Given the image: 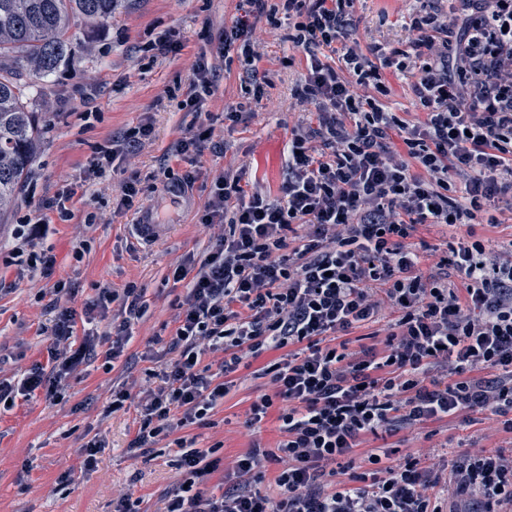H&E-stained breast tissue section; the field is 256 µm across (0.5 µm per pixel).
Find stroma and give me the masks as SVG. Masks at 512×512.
I'll return each mask as SVG.
<instances>
[{"mask_svg": "<svg viewBox=\"0 0 512 512\" xmlns=\"http://www.w3.org/2000/svg\"><path fill=\"white\" fill-rule=\"evenodd\" d=\"M238 0H119L112 17L93 28L79 29L78 47L50 81L35 87L29 106L37 112L45 133L23 190L8 211L9 224L45 221L50 233L44 242L56 256L51 279L20 277L8 271L11 290L0 294V377L17 379L33 364L46 362L49 341L44 331L52 315L48 306L55 281H65L75 293L71 308L83 311L102 285L121 289L133 282L145 288L147 314L129 329L130 339L113 363L97 357L71 378L62 399H46L44 391L17 399L0 413V512H115L117 491L127 493L137 512H155L162 495L177 478V450L169 447L143 454L127 444L140 418L137 401L109 413L112 392L131 383H144L149 372L160 371L171 356L166 341L177 326L185 293L182 284L166 283L173 265L190 253H201L209 238L198 224L212 179L221 172H243L246 190L261 189L277 198L287 174L289 130L307 122L308 114L291 110V92L305 69V57L288 43L285 28L264 36L260 69L269 71L266 95L272 107L256 104L246 122L228 127L224 108L242 97L237 70H224L209 102L214 117V141L220 154L204 152L190 161L173 156V145L192 124V113L177 109L170 90L187 89L191 63L206 34L232 25ZM414 0H357V36L361 45L401 47V26ZM179 33L181 56H152L149 47L160 36ZM152 133L135 158L118 156L112 175L97 178L92 166L101 150L142 123ZM176 175L193 173L195 184L180 201L168 204L170 235L139 243L132 235L138 212L157 204L152 175L162 166ZM138 175L141 192L133 209L116 207L119 184ZM75 195L74 212L64 221L45 203L64 188ZM236 385L224 399L215 426L193 425L185 433L201 446L219 444L225 461L246 453L252 444L275 449L280 438L274 416L259 429L246 432L245 413L255 398L270 392L266 380L240 369ZM97 437L101 464L83 466L78 450L86 436ZM395 456L432 453L448 468L459 455L479 444L512 454V434L489 438L479 421L451 419L400 427L387 441Z\"/></svg>", "mask_w": 512, "mask_h": 512, "instance_id": "35a3bbf8", "label": "stroma"}]
</instances>
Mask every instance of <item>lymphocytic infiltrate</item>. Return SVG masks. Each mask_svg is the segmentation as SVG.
Masks as SVG:
<instances>
[{
	"label": "lymphocytic infiltrate",
	"mask_w": 512,
	"mask_h": 512,
	"mask_svg": "<svg viewBox=\"0 0 512 512\" xmlns=\"http://www.w3.org/2000/svg\"><path fill=\"white\" fill-rule=\"evenodd\" d=\"M355 0H239L243 11L220 35L225 64L239 62L238 123L270 85L259 71L263 29L287 26L306 54L292 97L314 123L292 127L281 196L246 191L240 176L211 184L198 218L210 247L176 264L186 285L169 341L175 355L160 383L139 391L130 450L151 451L167 437L178 449V478L160 512H512V456L473 445L449 474L417 453L401 462L386 448L366 453L363 472L340 460L364 436L392 435L395 420L417 425L478 411L488 433H512V251L478 239L482 213L512 198V0H447L411 13L405 49L361 48ZM337 54L322 60L319 49ZM408 73L420 118L385 104L388 74ZM179 110L203 111L219 72L200 52ZM453 223L466 233L447 250L415 242L418 225ZM43 224L14 225L11 265L51 278L56 258L39 247ZM46 329L47 364L18 381L0 380V406L45 391L61 396L93 344L113 359L132 322L148 310L144 289L102 288L120 323L77 338L71 294L56 282ZM392 313L383 321V313ZM384 322L382 346L353 350L347 335ZM280 351L264 367L275 388L246 413L252 429L275 414L276 451L251 448L232 463L228 490L206 483L221 460L181 429L206 425L224 404L243 359ZM223 354L219 372L201 364ZM279 464L278 497L263 493V461Z\"/></svg>",
	"instance_id": "lymphocytic-infiltrate-1"
}]
</instances>
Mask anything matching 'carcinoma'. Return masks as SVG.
Masks as SVG:
<instances>
[{"mask_svg":"<svg viewBox=\"0 0 512 512\" xmlns=\"http://www.w3.org/2000/svg\"><path fill=\"white\" fill-rule=\"evenodd\" d=\"M117 0H0V216L19 194L41 138L29 110L33 83L46 82L76 49L75 29L112 18Z\"/></svg>","mask_w":512,"mask_h":512,"instance_id":"cac0c4a2","label":"carcinoma"}]
</instances>
